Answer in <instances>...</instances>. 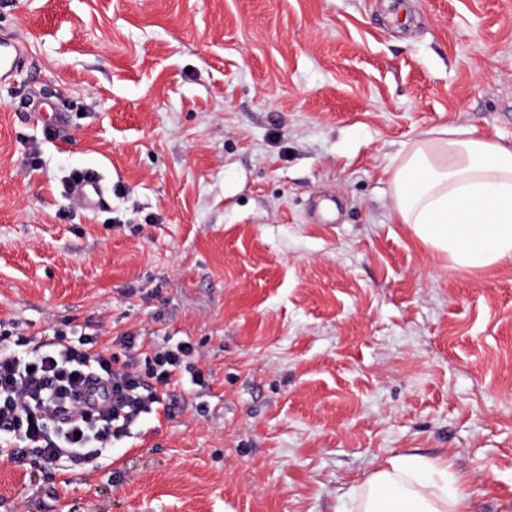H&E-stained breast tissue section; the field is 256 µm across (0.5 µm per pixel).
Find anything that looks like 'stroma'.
I'll use <instances>...</instances> for the list:
<instances>
[{"instance_id":"1","label":"stroma","mask_w":512,"mask_h":512,"mask_svg":"<svg viewBox=\"0 0 512 512\" xmlns=\"http://www.w3.org/2000/svg\"><path fill=\"white\" fill-rule=\"evenodd\" d=\"M0 30V332L187 340L208 379L97 459L0 456V512H336L404 452L512 512V261L428 252L388 175L431 129L512 145V0H0ZM24 55V44L15 37L0 33V83L10 81L18 72ZM72 193L81 206L89 211L96 210L104 200L105 188L100 179L73 183Z\"/></svg>"}]
</instances>
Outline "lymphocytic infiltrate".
I'll return each instance as SVG.
<instances>
[{
  "instance_id": "f902f5d3",
  "label": "lymphocytic infiltrate",
  "mask_w": 512,
  "mask_h": 512,
  "mask_svg": "<svg viewBox=\"0 0 512 512\" xmlns=\"http://www.w3.org/2000/svg\"><path fill=\"white\" fill-rule=\"evenodd\" d=\"M198 356L186 340L145 356L129 333L110 347L85 332L70 341L63 329L40 347L24 336L0 344V434L12 440L10 458L24 464L32 450L48 461L85 462L141 420L174 417L184 408L175 386L207 384Z\"/></svg>"
}]
</instances>
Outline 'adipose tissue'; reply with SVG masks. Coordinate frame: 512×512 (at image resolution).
I'll use <instances>...</instances> for the list:
<instances>
[{
  "mask_svg": "<svg viewBox=\"0 0 512 512\" xmlns=\"http://www.w3.org/2000/svg\"><path fill=\"white\" fill-rule=\"evenodd\" d=\"M391 180L397 220L452 267L512 260V147L463 127L434 129L404 152ZM347 495L353 512H467L470 491L447 461L401 453Z\"/></svg>",
  "mask_w": 512,
  "mask_h": 512,
  "instance_id": "obj_1",
  "label": "adipose tissue"
}]
</instances>
